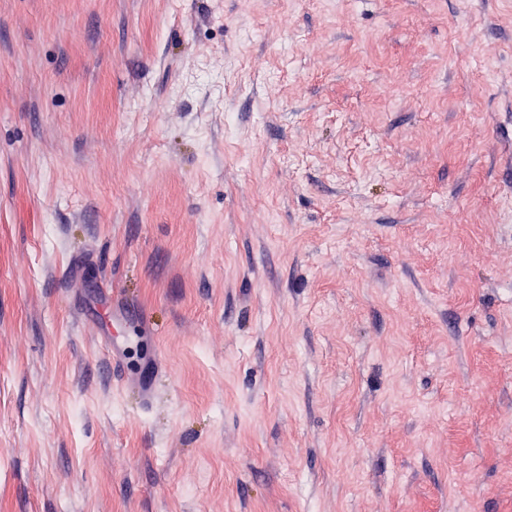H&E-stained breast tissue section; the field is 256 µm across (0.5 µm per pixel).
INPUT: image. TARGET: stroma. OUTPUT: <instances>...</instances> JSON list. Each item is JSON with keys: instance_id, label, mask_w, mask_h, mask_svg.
<instances>
[{"instance_id": "35a3bbf8", "label": "stroma", "mask_w": 512, "mask_h": 512, "mask_svg": "<svg viewBox=\"0 0 512 512\" xmlns=\"http://www.w3.org/2000/svg\"><path fill=\"white\" fill-rule=\"evenodd\" d=\"M0 512H512V0H0Z\"/></svg>"}]
</instances>
